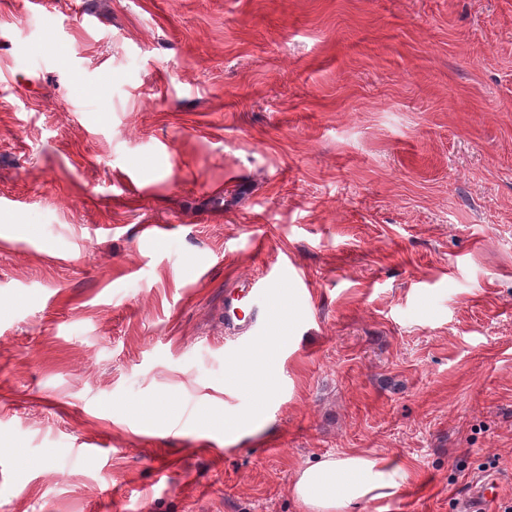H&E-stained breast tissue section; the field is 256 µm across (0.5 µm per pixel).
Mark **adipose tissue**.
<instances>
[{
  "label": "adipose tissue",
  "mask_w": 512,
  "mask_h": 512,
  "mask_svg": "<svg viewBox=\"0 0 512 512\" xmlns=\"http://www.w3.org/2000/svg\"><path fill=\"white\" fill-rule=\"evenodd\" d=\"M407 478L406 469L395 460L355 451L300 467L290 492L300 512H359L364 502L394 496Z\"/></svg>",
  "instance_id": "obj_1"
}]
</instances>
